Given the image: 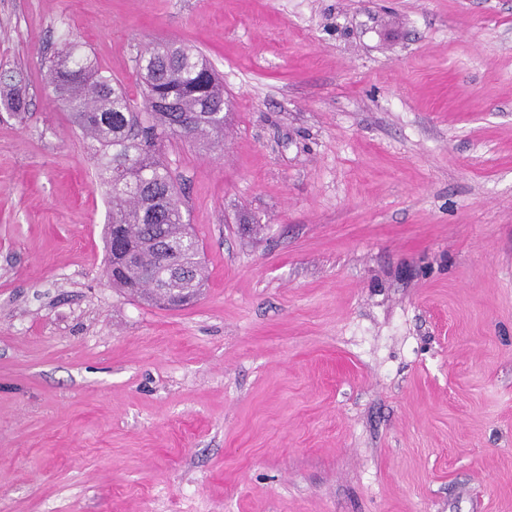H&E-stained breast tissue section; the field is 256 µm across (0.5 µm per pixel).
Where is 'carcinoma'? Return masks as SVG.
I'll return each mask as SVG.
<instances>
[{"mask_svg": "<svg viewBox=\"0 0 512 512\" xmlns=\"http://www.w3.org/2000/svg\"><path fill=\"white\" fill-rule=\"evenodd\" d=\"M136 73L140 101L82 45L68 42L47 65L46 82L95 163L112 232L122 234L132 252L112 286L133 298L180 307L202 288L203 265L159 148L166 140L224 131V81L203 55L175 42L140 51ZM21 84L13 74L0 75V104L12 112L26 111Z\"/></svg>", "mask_w": 512, "mask_h": 512, "instance_id": "1", "label": "carcinoma"}]
</instances>
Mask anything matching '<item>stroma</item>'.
<instances>
[{"label":"stroma","instance_id":"obj_1","mask_svg":"<svg viewBox=\"0 0 512 512\" xmlns=\"http://www.w3.org/2000/svg\"><path fill=\"white\" fill-rule=\"evenodd\" d=\"M68 40L224 78L185 306L104 273ZM1 69L0 512H512V0H0ZM21 79L8 72L0 75L1 105L12 112H26V102L21 94Z\"/></svg>","mask_w":512,"mask_h":512}]
</instances>
